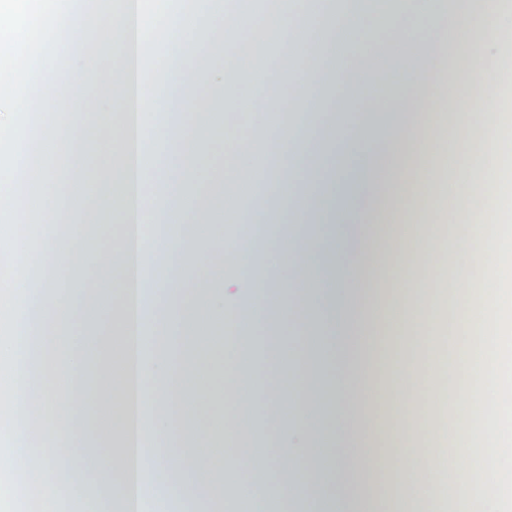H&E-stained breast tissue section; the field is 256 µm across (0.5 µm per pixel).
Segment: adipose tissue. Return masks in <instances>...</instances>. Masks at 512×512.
<instances>
[{"label":"adipose tissue","mask_w":512,"mask_h":512,"mask_svg":"<svg viewBox=\"0 0 512 512\" xmlns=\"http://www.w3.org/2000/svg\"><path fill=\"white\" fill-rule=\"evenodd\" d=\"M238 0L239 23L226 26L223 0H181L176 14L142 21L144 0H129L125 20L95 46L76 92L50 106L49 122L32 152L33 187L17 267L0 272V472L22 467L24 486L0 482V512L23 501L26 512H157L144 495L153 483L185 512H266L270 502L294 512L311 500L314 512H370L377 464L401 467L388 492L389 512H412L432 488L471 482L512 486V463L480 467L452 433L444 448L417 449L409 439L416 416L404 403L418 397L448 407V425L479 427L503 406L488 384L464 391L461 371L482 377L512 373V359L489 364L484 348L462 328L447 338L436 363L438 383L421 367L430 332L419 308L404 306L417 272L455 258L454 279L470 280L493 253L512 263V242L487 250L482 225L463 217L462 180L480 173L484 199L494 200L493 150H448L441 167L414 165L400 135L430 124L433 103L483 119L497 114L495 97L475 85L445 79L454 46L458 60L492 61L497 40L483 37L472 0H401L375 21L335 0H264L251 12ZM309 31L306 41L294 32ZM354 48L342 51L340 31ZM161 34L168 53L157 64L142 48ZM400 54H391L394 45ZM117 66L103 74L99 58ZM275 70L281 86L302 100L291 130L269 124L279 97L238 82L241 57ZM192 60L205 85L173 108L170 71ZM412 78L394 105L381 100L380 69ZM438 72L430 91L415 80ZM93 89L95 131L71 148V112ZM363 102L357 119L351 102ZM265 130V139L251 136ZM352 157L361 191L335 198L334 169L320 165L327 141ZM224 145V167L213 172L211 145ZM273 164L250 178L253 157ZM306 162L304 176L289 171ZM209 175L205 190L183 187ZM163 187L151 203L145 183ZM269 187L261 223L227 229L224 214L243 210ZM82 207L73 210L74 195ZM441 195L458 230L447 250L435 227L410 212ZM228 238L226 259L198 248ZM111 239L99 249L101 239ZM92 263L94 275L80 268ZM294 268L296 281L280 275ZM390 293L381 297L378 274ZM206 287H198L200 275ZM219 311L218 364L204 361L210 341L198 334L202 307ZM111 314L107 354L96 343ZM299 320L307 375L287 373L292 347L283 342L287 317ZM391 341L383 374L373 358L379 339ZM181 380L172 383V365ZM96 412L100 447L77 448L87 410ZM262 419L264 448L240 439V418ZM179 437H172V426Z\"/></svg>","instance_id":"obj_1"}]
</instances>
